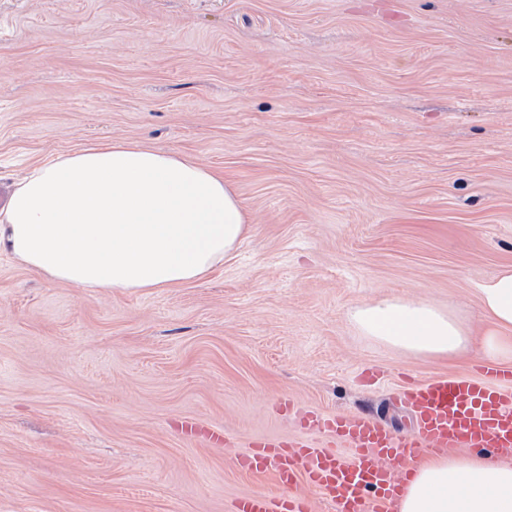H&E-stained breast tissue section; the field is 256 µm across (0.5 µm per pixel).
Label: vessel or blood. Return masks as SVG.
<instances>
[{
    "mask_svg": "<svg viewBox=\"0 0 512 512\" xmlns=\"http://www.w3.org/2000/svg\"><path fill=\"white\" fill-rule=\"evenodd\" d=\"M401 395L416 417L414 431L407 434L368 416L280 404V411L297 418L302 433L252 441L238 465L248 473L272 475L276 489L243 496L235 512H313L299 491L303 485L322 494L328 512H390L401 480L387 461H411L445 448L512 452V367L482 361L474 374L414 382ZM183 432L209 447L230 440L197 421L184 422Z\"/></svg>",
    "mask_w": 512,
    "mask_h": 512,
    "instance_id": "b4317fda",
    "label": "vessel or blood"
}]
</instances>
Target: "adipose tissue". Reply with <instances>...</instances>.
<instances>
[{"mask_svg": "<svg viewBox=\"0 0 512 512\" xmlns=\"http://www.w3.org/2000/svg\"><path fill=\"white\" fill-rule=\"evenodd\" d=\"M250 216L222 174L177 153L113 141L33 169L0 211V254L88 290L153 291L199 282L250 234ZM483 328L426 300L356 307L366 336L427 357L480 350L512 361V265L477 288ZM398 512H512V460L461 448L411 466Z\"/></svg>", "mask_w": 512, "mask_h": 512, "instance_id": "ef3b65f1", "label": "adipose tissue"}]
</instances>
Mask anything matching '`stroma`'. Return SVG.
Wrapping results in <instances>:
<instances>
[{"instance_id":"stroma-1","label":"stroma","mask_w":512,"mask_h":512,"mask_svg":"<svg viewBox=\"0 0 512 512\" xmlns=\"http://www.w3.org/2000/svg\"><path fill=\"white\" fill-rule=\"evenodd\" d=\"M112 140L224 171L253 231L149 293L0 257V512H233L273 487L238 469L249 441L298 432L277 400L404 431L403 376L470 372L349 314L477 326L512 264V0H0V183ZM183 432L190 439L200 440L209 447H225L230 440L226 432L197 421L184 422Z\"/></svg>"}]
</instances>
